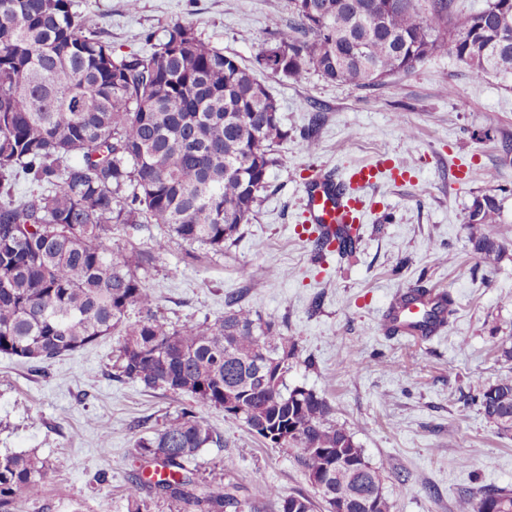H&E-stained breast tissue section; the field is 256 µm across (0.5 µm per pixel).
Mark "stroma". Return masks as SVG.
Segmentation results:
<instances>
[{"mask_svg":"<svg viewBox=\"0 0 512 512\" xmlns=\"http://www.w3.org/2000/svg\"><path fill=\"white\" fill-rule=\"evenodd\" d=\"M74 8L99 15L103 38L120 52L148 51V35L190 24L254 69L281 106L280 162L235 243L215 254L174 239L144 273L164 322L215 319L237 297L278 324L294 346L288 385L324 397L370 463L385 468L391 512H458L463 495L512 491V437L463 400L512 376L501 355L512 348V76L473 80L452 52L368 89L272 74L257 58L271 20L293 21L290 0H139L133 12L127 0H74ZM376 162L408 171V180L381 174L366 191L355 253L315 259L300 233L306 182ZM489 199L493 223H472ZM481 236L495 242V261L476 252ZM410 288L453 302L430 339L386 330L396 297ZM118 347V336L104 337L43 373L0 354V454L50 463L25 512H127V487L149 475L138 439L189 398L114 378ZM202 413L223 439L197 457L203 481L238 484L260 512H278L268 489L310 492L293 455L266 447L222 410Z\"/></svg>","mask_w":512,"mask_h":512,"instance_id":"stroma-1","label":"stroma"}]
</instances>
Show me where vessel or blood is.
Listing matches in <instances>:
<instances>
[{"instance_id":"b4317fda","label":"vessel or blood","mask_w":512,"mask_h":512,"mask_svg":"<svg viewBox=\"0 0 512 512\" xmlns=\"http://www.w3.org/2000/svg\"><path fill=\"white\" fill-rule=\"evenodd\" d=\"M379 169L374 165L352 168L342 180H317L306 187L305 212L315 235L335 246L340 228L358 230L363 222L366 189L375 184Z\"/></svg>"}]
</instances>
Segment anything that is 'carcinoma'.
<instances>
[{
  "label": "carcinoma",
  "mask_w": 512,
  "mask_h": 512,
  "mask_svg": "<svg viewBox=\"0 0 512 512\" xmlns=\"http://www.w3.org/2000/svg\"><path fill=\"white\" fill-rule=\"evenodd\" d=\"M295 23L270 22L273 43L258 63L302 81L370 88L448 52L471 78L512 75V0H486L454 13L452 0H291ZM280 104L236 57L175 22L148 54H118L96 16L73 0H0V353L43 371L100 338L121 337L117 379L147 391L187 395L191 403L137 441L152 467L127 488L128 512H146L143 492L162 491L179 512H256L232 482L200 483L189 464L221 442L200 414L224 411L268 444L295 452L313 496L280 497L279 512H314L338 491L348 512H391L386 472L372 465L328 402L286 385L288 369L259 376L257 362L292 352L288 339L258 314L230 301L223 316L168 327L138 269L171 239L215 252L252 220L273 145L286 138ZM34 189L15 198L17 180ZM159 224L167 235L123 257L112 225ZM336 253L358 237L336 235ZM421 303L401 327L426 338L451 314L449 295L429 304L426 291L400 296L393 311ZM139 317L126 319L129 309ZM499 434L512 435V377L471 396ZM49 462L0 455V512H22L42 486ZM460 512H512V492L490 489L459 502Z\"/></svg>",
  "instance_id": "carcinoma-1"
}]
</instances>
